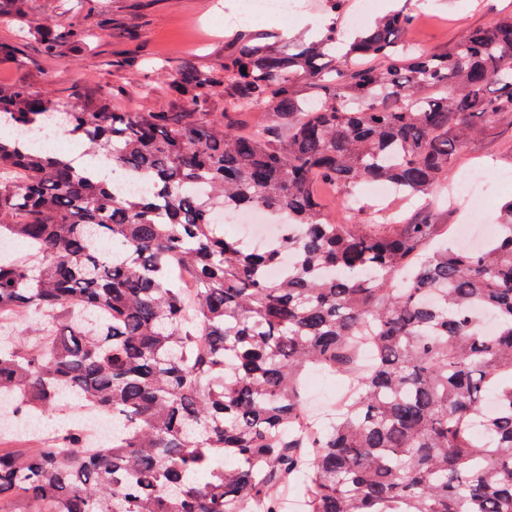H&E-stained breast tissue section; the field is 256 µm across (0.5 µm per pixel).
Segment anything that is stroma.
<instances>
[{
	"mask_svg": "<svg viewBox=\"0 0 512 512\" xmlns=\"http://www.w3.org/2000/svg\"><path fill=\"white\" fill-rule=\"evenodd\" d=\"M413 8L428 6L431 16L417 19L406 35L407 42L425 51L448 48L470 29L493 24L512 13V0H378L375 17H382L404 3ZM236 0H29L36 20L70 19L96 33L91 45L62 47L58 56H46L39 40L20 32L10 14H0V41L17 47V57L0 62V83H25L51 89L57 97L81 87L90 96L107 91L117 108L134 112L143 108L172 110L175 100L167 90L171 75L182 57L193 55L211 63L223 61L241 27L224 23ZM318 8L301 11L289 21L269 17L252 23L251 31L271 32L288 39L314 34L326 21ZM122 66H110L112 58ZM149 82L158 95L144 100L140 84ZM481 167L491 174L512 170V129L501 128L468 142L457 154L448 173L452 183L464 181L470 170ZM512 189H496L491 210L481 213L466 203L446 208L433 205L430 216L439 224L440 237H452L456 225L470 223L472 243H479L487 221L497 220L502 203Z\"/></svg>",
	"mask_w": 512,
	"mask_h": 512,
	"instance_id": "35a3bbf8",
	"label": "stroma"
}]
</instances>
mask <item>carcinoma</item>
Wrapping results in <instances>:
<instances>
[{
	"label": "carcinoma",
	"instance_id": "1",
	"mask_svg": "<svg viewBox=\"0 0 512 512\" xmlns=\"http://www.w3.org/2000/svg\"><path fill=\"white\" fill-rule=\"evenodd\" d=\"M326 2L307 41L243 36L220 64L183 60L173 111L0 85V127L58 117L112 174L153 185L119 192L0 133V239L39 247L0 261V406L42 416L69 397L118 422L96 454L77 429L0 448V512H282L293 481L303 512H512V198L480 251L421 254L438 231L426 215L357 228L368 211L394 220L362 183L441 192L465 143L512 126V14L421 52L403 40L412 9L343 42L344 0ZM6 7L48 55L89 38L32 21L27 0ZM258 106L261 127L230 119ZM196 183L209 195L185 193ZM257 206L301 233L255 249L214 221ZM368 349L358 394L314 429L303 375L350 374Z\"/></svg>",
	"mask_w": 512,
	"mask_h": 512
}]
</instances>
